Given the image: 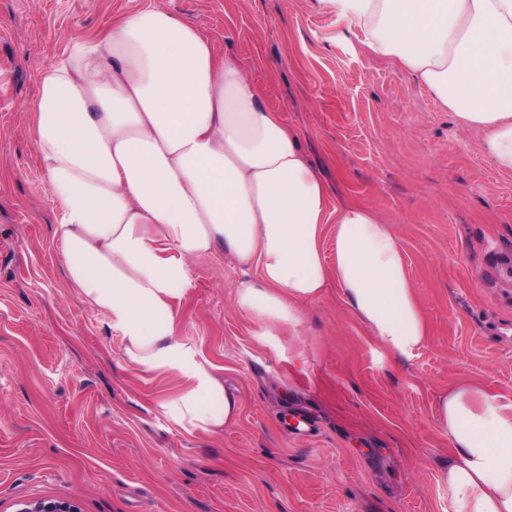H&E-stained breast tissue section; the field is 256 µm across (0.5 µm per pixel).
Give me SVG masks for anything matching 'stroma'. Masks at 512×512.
<instances>
[{
	"label": "stroma",
	"mask_w": 512,
	"mask_h": 512,
	"mask_svg": "<svg viewBox=\"0 0 512 512\" xmlns=\"http://www.w3.org/2000/svg\"><path fill=\"white\" fill-rule=\"evenodd\" d=\"M145 0H0V512H448L440 394L512 400V172L425 86L336 39L314 0H157L236 55L332 194L389 220L429 335L380 355L336 284L275 352L235 307L233 259H195L179 334L238 402L206 431L160 403L176 374L128 363L69 285L26 103L43 65Z\"/></svg>",
	"instance_id": "35a3bbf8"
}]
</instances>
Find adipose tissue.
<instances>
[{"label": "adipose tissue", "instance_id": "adipose-tissue-1", "mask_svg": "<svg viewBox=\"0 0 512 512\" xmlns=\"http://www.w3.org/2000/svg\"><path fill=\"white\" fill-rule=\"evenodd\" d=\"M429 88L485 155L512 172V0H315ZM242 62L155 4L74 38L41 69L34 117L69 284L121 336L124 357L176 373L174 423L218 428L238 403L178 334L193 259L224 245L237 310L276 343L329 281L377 346L411 359L428 336L401 244L372 208L335 201L299 132L261 102ZM334 263L322 256L325 231ZM454 454L448 512H512V403L461 382L436 405Z\"/></svg>", "mask_w": 512, "mask_h": 512}]
</instances>
